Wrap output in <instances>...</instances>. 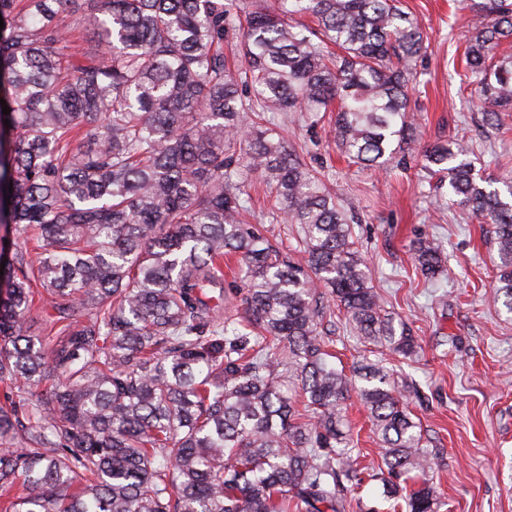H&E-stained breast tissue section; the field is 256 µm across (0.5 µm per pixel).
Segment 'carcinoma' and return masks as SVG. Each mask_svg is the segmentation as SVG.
Wrapping results in <instances>:
<instances>
[{"mask_svg": "<svg viewBox=\"0 0 512 512\" xmlns=\"http://www.w3.org/2000/svg\"><path fill=\"white\" fill-rule=\"evenodd\" d=\"M70 2L0 0V223L17 235L0 248V512H346L345 484L367 477L393 512H438L434 454L401 389L377 363L347 375L320 339L336 310L405 358L418 337L384 311L352 212L278 124L335 105L352 162L381 169L411 149L420 23L396 0H89L75 23ZM472 11L465 77L499 126L512 57L494 50L512 38V0ZM76 29L104 50H76ZM469 154L452 139L421 158L492 225L494 302L511 313L512 178L484 182ZM253 174L303 262L246 220ZM411 251L426 280L447 271L435 239ZM353 397L381 442L368 476L343 430Z\"/></svg>", "mask_w": 512, "mask_h": 512, "instance_id": "1", "label": "carcinoma"}]
</instances>
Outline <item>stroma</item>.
Returning <instances> with one entry per match:
<instances>
[{"instance_id":"1","label":"stroma","mask_w":512,"mask_h":512,"mask_svg":"<svg viewBox=\"0 0 512 512\" xmlns=\"http://www.w3.org/2000/svg\"><path fill=\"white\" fill-rule=\"evenodd\" d=\"M398 5L421 23L427 46L417 60L419 83L410 98L420 144L469 141L476 173L512 176V112L503 113L502 128L487 125L476 86L463 80L470 0ZM282 128L289 146L302 151L337 201L352 210L353 236L374 288L386 311L422 346L413 359L399 361L339 323L337 367L348 370L367 358L390 370L395 381L408 378L416 385L417 395L406 403L423 446L437 452L430 476L443 502L439 512H512V313L492 300L496 254L488 224L444 203L447 188L423 168L417 152L378 171L341 155L329 120L311 126L291 114ZM248 191L262 233L295 249V225L262 218L275 197L260 177L250 178ZM418 237L441 244L449 275L428 283L416 272L410 244ZM346 417L361 467L378 469V438L359 400L349 401Z\"/></svg>"}]
</instances>
